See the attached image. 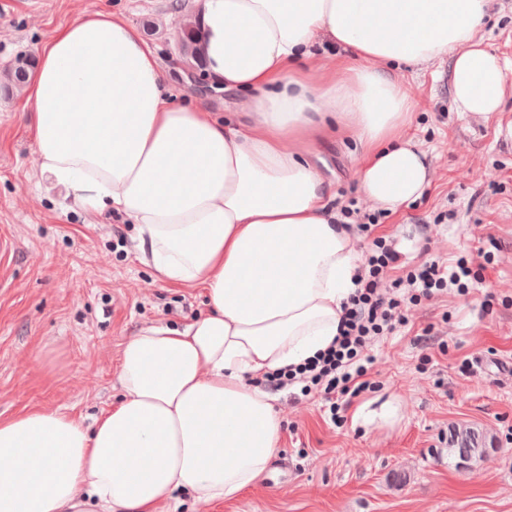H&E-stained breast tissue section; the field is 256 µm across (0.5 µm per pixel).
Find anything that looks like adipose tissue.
I'll return each mask as SVG.
<instances>
[{
	"label": "adipose tissue",
	"instance_id": "obj_1",
	"mask_svg": "<svg viewBox=\"0 0 512 512\" xmlns=\"http://www.w3.org/2000/svg\"><path fill=\"white\" fill-rule=\"evenodd\" d=\"M489 0H199L212 87L242 118L174 102L140 30L84 14L44 44L26 88L41 173L88 213L139 227L158 282L200 288L185 328H146L119 356L121 400L85 425L59 410L0 420V512H160L179 491L231 501L267 471L281 423L251 378L303 364L338 333L361 271L357 237L312 157L325 132L364 147L371 205L430 183L403 134L413 99L390 63L449 56L457 111L499 110L504 65L478 38ZM340 58L319 64L321 42Z\"/></svg>",
	"mask_w": 512,
	"mask_h": 512
}]
</instances>
